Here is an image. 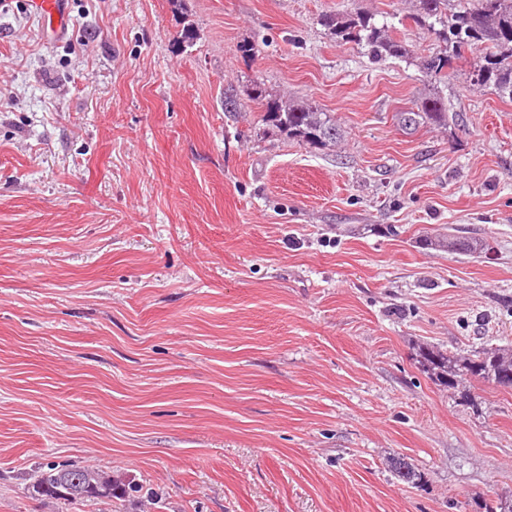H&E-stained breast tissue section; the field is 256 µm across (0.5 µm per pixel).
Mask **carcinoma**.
I'll return each mask as SVG.
<instances>
[{"label": "carcinoma", "mask_w": 512, "mask_h": 512, "mask_svg": "<svg viewBox=\"0 0 512 512\" xmlns=\"http://www.w3.org/2000/svg\"><path fill=\"white\" fill-rule=\"evenodd\" d=\"M412 12L406 19L427 29L437 42V50L414 57L413 50L395 39L388 23L375 20L367 13H330L322 18V25L342 42H354L368 48L375 60L416 58L426 76L440 80L448 76L453 61L467 60L466 53L480 52L473 63L472 85L491 86L498 96L512 101V0H466L456 6L453 0H410ZM252 96L263 107L261 121L270 123L288 137L316 148H325L341 139L336 118L329 112L303 102H284L266 93L260 84L252 87ZM398 123L406 130L415 131L425 124L447 125L457 121V114L448 110V104L437 93L425 98L417 110L397 113ZM448 247L465 255L482 254L489 250L483 238L448 235ZM416 361L436 385L456 389L464 380L501 383L497 376L512 371V348H482L467 357L451 351H442L427 343L416 349ZM391 469L406 483L422 479L421 472L411 464L394 459ZM104 470L89 465L40 464L29 477L31 497L42 501L67 503H97L122 500L134 488L131 483L114 479L105 494L71 496L62 487V481H87Z\"/></svg>", "instance_id": "cac0c4a2"}]
</instances>
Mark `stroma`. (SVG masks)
Here are the masks:
<instances>
[{
	"mask_svg": "<svg viewBox=\"0 0 512 512\" xmlns=\"http://www.w3.org/2000/svg\"><path fill=\"white\" fill-rule=\"evenodd\" d=\"M64 6L59 33L0 0V512L512 499V389L466 403L413 350L512 345V101L468 63L436 83L321 22L409 0ZM257 82L334 113L341 142L261 122ZM433 92L457 125L402 131L395 114ZM452 229L489 251H448ZM48 462L138 490L32 499Z\"/></svg>",
	"mask_w": 512,
	"mask_h": 512,
	"instance_id": "35a3bbf8",
	"label": "stroma"
}]
</instances>
